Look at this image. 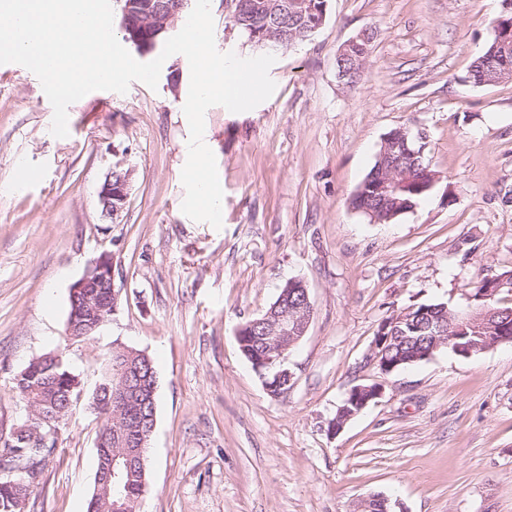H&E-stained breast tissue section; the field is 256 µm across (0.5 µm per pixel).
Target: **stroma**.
<instances>
[{
  "instance_id": "stroma-1",
  "label": "stroma",
  "mask_w": 512,
  "mask_h": 512,
  "mask_svg": "<svg viewBox=\"0 0 512 512\" xmlns=\"http://www.w3.org/2000/svg\"><path fill=\"white\" fill-rule=\"evenodd\" d=\"M211 12L219 51L260 55L230 0ZM500 12L501 0H327L312 38L275 50L269 99L205 113L218 229L181 210L185 56L164 62L157 88L72 103L67 139L50 132L39 79L0 65V435L24 411L12 378L31 359L63 353L81 390L31 512H87L101 425L91 397L127 346L158 378L138 512H356L374 494L392 512H512V343L388 374L372 359L387 318L426 302L473 309L476 283L512 269V80L466 79ZM365 29L372 51L350 88L336 55ZM398 128L422 134L437 181L373 223L350 198ZM21 166L38 179L17 191ZM116 166L131 180L112 221L99 191ZM104 252L119 305L94 336L70 339V287ZM294 277L314 313L286 362L294 383L274 396L236 333ZM375 383L381 397L329 433L349 391Z\"/></svg>"
}]
</instances>
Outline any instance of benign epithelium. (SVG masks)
<instances>
[{
    "mask_svg": "<svg viewBox=\"0 0 512 512\" xmlns=\"http://www.w3.org/2000/svg\"><path fill=\"white\" fill-rule=\"evenodd\" d=\"M123 8L121 25L127 33V40L137 49L149 52L157 48V38L161 34H169L174 28L179 14L185 11L192 0H156L149 3V7L142 8L140 0H126ZM129 191V177L114 179V175L107 174L99 192L100 202L104 214L114 219L123 210ZM489 286L479 294L482 300L494 299L502 289H512V276L490 275ZM86 288H109L111 294L107 300L106 309L115 312L120 301L119 292L114 290L112 283V255L102 253L92 261L84 274L71 286V292L76 293ZM301 296V301L294 300V296ZM313 305L309 300L308 287L301 279H290L281 288L277 303L256 320V323L265 327V337L271 339L272 347L263 350L253 359L254 369L263 378L266 373L274 372L277 384L286 388L292 385L293 374L285 366L286 353L295 346L305 335L309 327ZM420 315L429 319L432 329L433 341L431 346L416 354L414 360H429L434 353L453 342L454 352L462 357H471L475 353L483 352L498 344L507 342L512 338L508 332L512 331V311L489 308L481 312L483 331L486 335L480 340H471L463 345L458 340L465 337L466 327L472 322L473 311L454 312L448 305L442 304L435 308H424ZM392 335L381 330L375 341L372 360L384 373H391L399 369L401 361L392 362L387 357V346ZM155 385L150 383V377L143 376V370L137 364L128 363L116 369L112 375V389L107 391L109 412L111 416L121 419L128 411L138 409L137 420H146L150 428H155L154 403ZM382 394V386L373 384L356 386L351 389L345 406L339 408L337 416L329 421V432L336 434L344 424L368 404L378 399ZM111 439L124 446L122 458L124 465L112 461V469L104 477L98 479V484L112 488L114 512H125L128 506V497L125 495L122 472L130 466L141 461L144 455V436L139 434L135 427L114 429Z\"/></svg>",
    "mask_w": 512,
    "mask_h": 512,
    "instance_id": "obj_1",
    "label": "benign epithelium"
}]
</instances>
